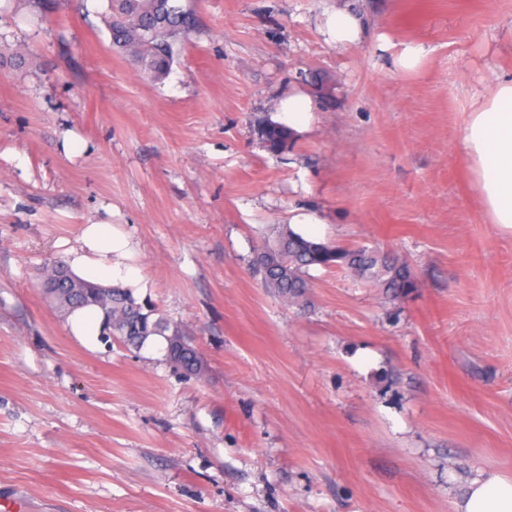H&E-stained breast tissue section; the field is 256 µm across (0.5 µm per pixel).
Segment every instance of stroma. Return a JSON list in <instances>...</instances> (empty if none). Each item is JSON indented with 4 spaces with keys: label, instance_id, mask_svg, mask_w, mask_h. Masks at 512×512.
<instances>
[{
    "label": "stroma",
    "instance_id": "stroma-1",
    "mask_svg": "<svg viewBox=\"0 0 512 512\" xmlns=\"http://www.w3.org/2000/svg\"><path fill=\"white\" fill-rule=\"evenodd\" d=\"M194 0L200 29L151 78L111 44L107 0H0V504L25 512H454L512 476V234L486 223L458 143L512 74V0ZM425 55L397 69L407 46ZM322 82L276 156L256 118ZM296 233L409 263L389 300L312 270L306 313L252 270ZM131 247L137 299L192 338L73 336L39 284L86 224ZM291 224V223H290ZM336 5L324 12L321 31L326 40L339 47L360 43L366 31L365 16L355 10L350 0H334Z\"/></svg>",
    "mask_w": 512,
    "mask_h": 512
}]
</instances>
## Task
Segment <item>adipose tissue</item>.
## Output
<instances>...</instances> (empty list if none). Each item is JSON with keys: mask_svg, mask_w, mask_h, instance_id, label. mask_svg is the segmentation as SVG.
<instances>
[{"mask_svg": "<svg viewBox=\"0 0 512 512\" xmlns=\"http://www.w3.org/2000/svg\"><path fill=\"white\" fill-rule=\"evenodd\" d=\"M321 31L336 46L355 45L363 39L366 19L349 0H336L324 13ZM460 147L487 222L512 233V76H495L487 94L472 103ZM128 253L127 238L111 224H87L66 263L80 279L109 284L134 278L132 269L119 264ZM454 512H512V478L477 472L456 498Z\"/></svg>", "mask_w": 512, "mask_h": 512, "instance_id": "ef3b65f1", "label": "adipose tissue"}]
</instances>
